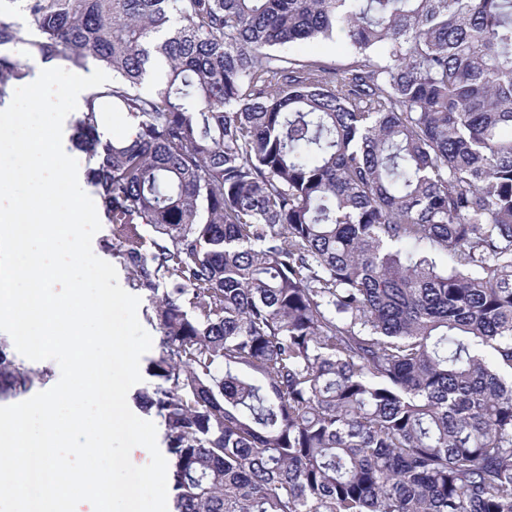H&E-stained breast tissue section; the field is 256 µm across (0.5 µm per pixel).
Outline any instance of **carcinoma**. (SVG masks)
Returning a JSON list of instances; mask_svg holds the SVG:
<instances>
[{"label":"carcinoma","instance_id":"obj_1","mask_svg":"<svg viewBox=\"0 0 512 512\" xmlns=\"http://www.w3.org/2000/svg\"><path fill=\"white\" fill-rule=\"evenodd\" d=\"M22 2L0 103L31 35L112 69L71 142L159 333L173 512H512V0ZM46 376L0 343L1 396ZM291 54L300 57H311L326 60L340 66L347 61V54L343 44L334 41H325L312 44L295 45L288 49Z\"/></svg>","mask_w":512,"mask_h":512}]
</instances>
